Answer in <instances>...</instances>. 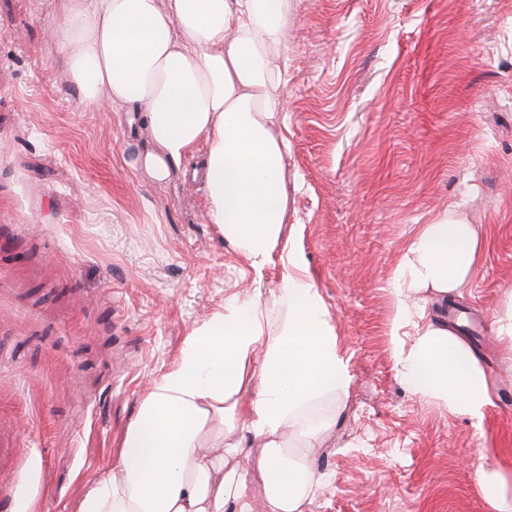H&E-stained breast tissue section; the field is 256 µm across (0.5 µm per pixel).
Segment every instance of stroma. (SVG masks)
Here are the masks:
<instances>
[{
  "label": "stroma",
  "mask_w": 512,
  "mask_h": 512,
  "mask_svg": "<svg viewBox=\"0 0 512 512\" xmlns=\"http://www.w3.org/2000/svg\"><path fill=\"white\" fill-rule=\"evenodd\" d=\"M53 0H0V512H72L112 464L150 380L262 277L206 217L203 188L133 163L125 112L85 110L50 32ZM284 123L288 222L348 362L333 423L294 448L307 512H492L512 472V358L494 332L512 292V0H291ZM462 211L487 245L463 296L432 304L495 387L482 424L414 392L391 343L415 228ZM507 477L499 470L482 473V486L489 505L495 512L512 511V500L508 501L498 493V487L506 481Z\"/></svg>",
  "instance_id": "obj_1"
}]
</instances>
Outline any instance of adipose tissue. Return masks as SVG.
Segmentation results:
<instances>
[{
    "instance_id": "adipose-tissue-1",
    "label": "adipose tissue",
    "mask_w": 512,
    "mask_h": 512,
    "mask_svg": "<svg viewBox=\"0 0 512 512\" xmlns=\"http://www.w3.org/2000/svg\"><path fill=\"white\" fill-rule=\"evenodd\" d=\"M291 0H56L59 53L81 105L139 113L148 133L140 166L154 180L197 145L209 223L262 274L288 210L285 155L275 137L287 84ZM485 245L457 210L421 225L397 267L394 359L417 393L481 422L493 387L470 346L425 322L473 278ZM351 382L335 327L289 252L269 300L232 297L196 325L176 362L154 378L111 468L74 512H306L310 477L290 466L291 440L317 447L329 428L321 400ZM249 402H242L243 393ZM240 424L262 447L251 470L236 443L211 451L214 422Z\"/></svg>"
}]
</instances>
